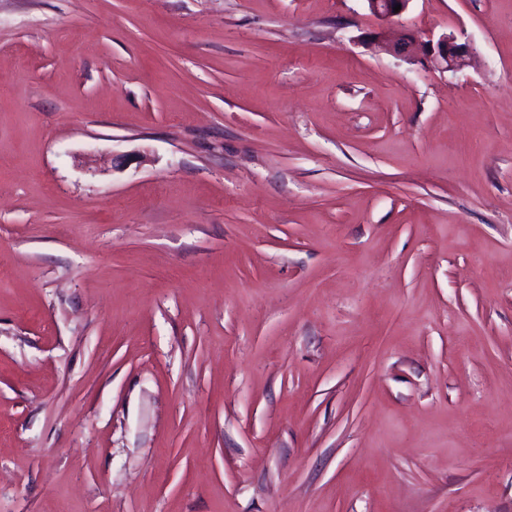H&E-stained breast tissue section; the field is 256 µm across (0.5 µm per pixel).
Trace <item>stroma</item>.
Listing matches in <instances>:
<instances>
[{
    "instance_id": "35a3bbf8",
    "label": "stroma",
    "mask_w": 512,
    "mask_h": 512,
    "mask_svg": "<svg viewBox=\"0 0 512 512\" xmlns=\"http://www.w3.org/2000/svg\"><path fill=\"white\" fill-rule=\"evenodd\" d=\"M0 512H512V0H0ZM369 10L373 15L381 20H391L401 16L408 8L411 0H366ZM401 5L398 12H394V7ZM388 50L395 56L408 60L422 56L446 71L460 68L473 54L469 44L458 42L452 35H443L434 43L430 39L422 40L414 33H406L404 37L391 42Z\"/></svg>"
}]
</instances>
